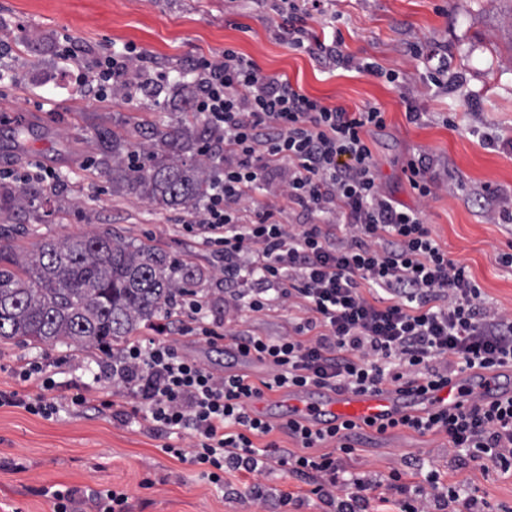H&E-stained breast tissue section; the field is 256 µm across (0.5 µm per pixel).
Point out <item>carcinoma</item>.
I'll use <instances>...</instances> for the list:
<instances>
[{
  "label": "carcinoma",
  "mask_w": 512,
  "mask_h": 512,
  "mask_svg": "<svg viewBox=\"0 0 512 512\" xmlns=\"http://www.w3.org/2000/svg\"><path fill=\"white\" fill-rule=\"evenodd\" d=\"M203 139L187 122L153 127L138 145L107 131L98 135L112 182L160 208L190 207L205 197L213 176L210 156L200 151ZM38 192L27 184L0 186V205L21 210ZM203 280L192 262L110 233L44 241L23 261L0 244V341L110 354L141 323L173 315Z\"/></svg>",
  "instance_id": "obj_1"
}]
</instances>
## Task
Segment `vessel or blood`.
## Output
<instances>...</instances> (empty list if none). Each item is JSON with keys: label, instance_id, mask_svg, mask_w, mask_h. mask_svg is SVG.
<instances>
[{"label": "vessel or blood", "instance_id": "vessel-or-blood-1", "mask_svg": "<svg viewBox=\"0 0 512 512\" xmlns=\"http://www.w3.org/2000/svg\"><path fill=\"white\" fill-rule=\"evenodd\" d=\"M471 394L488 401L502 400L512 397V386L488 376L477 381L455 379L437 390L413 395L394 391L359 394L295 389L290 391L286 406L292 418L320 428L345 420L380 423L396 415L423 414L438 406L461 404Z\"/></svg>", "mask_w": 512, "mask_h": 512}]
</instances>
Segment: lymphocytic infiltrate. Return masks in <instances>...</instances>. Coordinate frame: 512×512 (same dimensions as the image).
<instances>
[{"label": "lymphocytic infiltrate", "instance_id": "obj_1", "mask_svg": "<svg viewBox=\"0 0 512 512\" xmlns=\"http://www.w3.org/2000/svg\"><path fill=\"white\" fill-rule=\"evenodd\" d=\"M135 45L94 61L90 73L100 93L122 85L131 61H146ZM198 90L193 108L213 133L203 143L224 166L199 218L187 233L203 235L224 269L233 304L251 312L293 297L307 315L288 335H228L208 320L203 301L181 303V335L215 344L232 338L236 353L267 364L270 377L218 375L178 354L163 336L129 341L108 364L113 384L124 386L129 415L154 431L189 435L190 450L177 458L208 467V479L224 481L223 468L255 470L275 457L289 471L313 479V495L337 512H366L380 486L405 496L401 512H430L442 503L451 512H494L475 494L449 486L437 474L408 489L399 472L385 481L350 476L345 458L354 447L355 422L316 428L290 419L282 431L303 454L278 455L274 427L253 415L250 404L264 392L309 386L334 391L406 393L437 389L464 374L512 368V317L489 305L466 265L449 258L419 213L397 208L377 183V161L364 135L385 125L379 107L353 112L303 93L288 79L268 76L234 50L192 64ZM280 182L288 199L310 212L332 215L328 224L287 226L268 207L243 213L256 190ZM15 376L35 395L0 392V406L24 408L44 418L60 407L49 398L56 382L38 361L19 365ZM406 428L446 436L455 456L512 467V399H467L421 416L401 415L375 424L377 433ZM265 438L256 446L255 438ZM334 451L311 455L317 445Z\"/></svg>", "mask_w": 512, "mask_h": 512}]
</instances>
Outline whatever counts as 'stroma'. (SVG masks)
<instances>
[{"mask_svg":"<svg viewBox=\"0 0 512 512\" xmlns=\"http://www.w3.org/2000/svg\"><path fill=\"white\" fill-rule=\"evenodd\" d=\"M284 0H0V45L19 64L0 81V183L17 186L46 171L42 191L21 210H0V243L26 255L45 240L111 231L188 259L204 274L198 294L230 334L278 337L304 317L293 298L262 312L225 304L224 277L210 251L183 228L195 210L162 209L113 187L110 170L97 167V135L109 131L131 143L151 125L183 119L168 93L134 91L132 98H94L79 80L93 57L122 52L132 43L167 67L187 70L200 56L231 48L263 73L285 76L305 94L353 112L379 107L386 120L365 136L378 163V183L398 208L420 211L449 256L467 266L483 297L512 317V0H325L308 19L312 37L342 38L344 56L376 62V78L327 58L295 51L281 27ZM71 36L76 54L61 61L58 46ZM421 118L410 121L407 103ZM434 159L437 188L420 198L403 168L419 155ZM168 341L218 374L268 377L267 365L237 355L230 339L212 346L198 336ZM31 359L49 364L53 397L62 406L45 419L20 407L0 406V512H51L48 487L81 492L78 512H98L97 492L128 497L127 512H336L312 495L311 479L276 459L248 473L228 469L223 484L200 466L173 456L190 436L165 434L128 420L127 391L113 385L104 354L66 345L21 347L0 342V392L18 390L12 371ZM82 391L110 402L99 412L64 406ZM287 391L252 403L274 425L282 450L301 445L278 429L286 422ZM348 468L365 478L397 471L407 484L437 472L440 487L467 483L496 512H512V470L483 475L479 464L456 460L444 436L409 429L352 433Z\"/></svg>","mask_w":512,"mask_h":512,"instance_id":"obj_1","label":"stroma"}]
</instances>
